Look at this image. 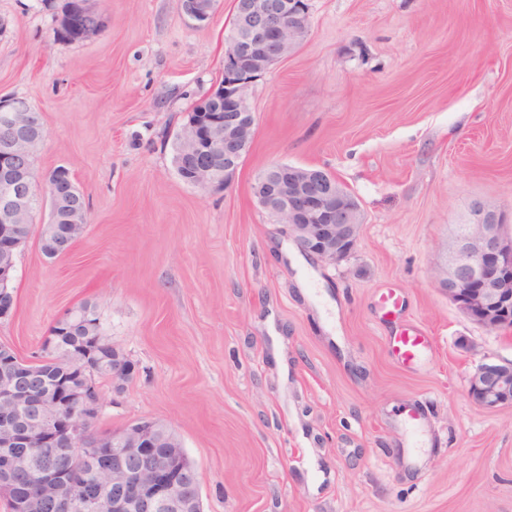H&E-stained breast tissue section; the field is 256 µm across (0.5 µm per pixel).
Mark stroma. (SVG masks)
<instances>
[{
  "label": "stroma",
  "instance_id": "1",
  "mask_svg": "<svg viewBox=\"0 0 512 512\" xmlns=\"http://www.w3.org/2000/svg\"><path fill=\"white\" fill-rule=\"evenodd\" d=\"M308 3L306 40L250 89L232 187L210 193L177 175L173 139L221 78L234 0L203 26L178 0H99L105 28L83 44L55 40L40 0H0V96L41 113L36 174L69 168L89 215L67 256L35 232L19 250L0 343L33 359L57 317L95 305L136 366L122 389L98 379L95 429L170 427L204 512H512V406L468 392L478 365L512 362V331L433 278L472 199L512 227V0ZM274 163L354 196L348 258L303 257L257 205ZM405 324L431 339L411 365L390 346Z\"/></svg>",
  "mask_w": 512,
  "mask_h": 512
}]
</instances>
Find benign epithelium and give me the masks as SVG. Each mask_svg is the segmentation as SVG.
Wrapping results in <instances>:
<instances>
[{"label":"benign epithelium","instance_id":"1","mask_svg":"<svg viewBox=\"0 0 512 512\" xmlns=\"http://www.w3.org/2000/svg\"><path fill=\"white\" fill-rule=\"evenodd\" d=\"M181 13L203 24L216 0H178ZM236 27L225 39L224 68L217 85L224 98L202 105L210 119L188 113L180 138L193 158L191 185L221 191L233 183L253 143L256 120L249 100L252 83L271 65L290 56L309 30L307 0H234ZM58 39L83 43L103 31L94 0H70L57 11ZM0 320L14 313L11 289L17 251L28 240L35 193L33 154L45 138L41 114L17 97H0ZM69 194H48L53 222L42 225L40 243L49 258L62 241H77L87 229L88 211L70 170ZM258 206L285 226L297 247L331 265L355 249L361 211L356 199L331 173L276 163L253 184ZM504 215L474 199L457 225L454 240L434 267L438 289L482 327L512 328V235ZM70 309L55 320L67 328L89 318ZM54 361L65 362L67 378L46 383L44 361L21 359L0 343V498L10 512H203L200 479L180 437L166 425L143 419L112 432L94 430L102 397L89 364L49 343ZM112 350V384L120 389L133 377L135 364L103 332L91 338L88 355ZM469 394L488 409L512 405V363H483L469 378ZM112 449V455L98 452ZM54 462L43 465L36 452ZM33 483L14 492L18 480Z\"/></svg>","mask_w":512,"mask_h":512}]
</instances>
